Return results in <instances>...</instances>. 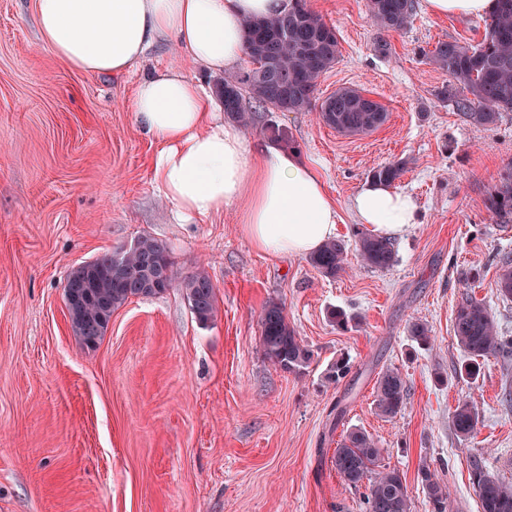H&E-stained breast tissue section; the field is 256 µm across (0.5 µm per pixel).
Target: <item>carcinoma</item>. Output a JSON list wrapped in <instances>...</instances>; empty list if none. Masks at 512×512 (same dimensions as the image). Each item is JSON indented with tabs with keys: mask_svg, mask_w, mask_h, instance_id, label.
I'll return each instance as SVG.
<instances>
[{
	"mask_svg": "<svg viewBox=\"0 0 512 512\" xmlns=\"http://www.w3.org/2000/svg\"><path fill=\"white\" fill-rule=\"evenodd\" d=\"M369 15L381 31L405 27L414 14V0H368ZM246 56L252 67L228 75L224 85L225 118L245 128L251 115L243 104L249 94L262 105L280 112L318 109V118L341 133L368 134L386 119L381 104L356 89L343 88L316 105L319 78L339 56L336 30L312 11L307 0H288V9L269 18L245 24ZM426 58L448 74L449 83L439 95L475 125H492L503 111H512V0H498L486 23L485 35L476 45L440 41ZM406 162L379 165L370 171L373 180L392 186L405 172ZM488 210L501 223L512 221V167L501 174L491 191ZM355 248L363 263L386 269L396 258L391 239L368 232L356 234ZM347 243L332 240L309 257V263L325 277L345 272ZM499 294L512 299V257L499 261L495 282ZM180 288L195 318L207 324L218 311L215 287L202 272L177 280L166 249L155 239L142 236L129 251L122 248L95 258V271L87 278L70 273L64 286L75 335L82 345L96 346L105 335L112 313L133 297L163 294ZM261 347L265 358L283 371L294 372L310 361V351L289 324L282 304L269 303L261 318ZM454 335L468 355L469 376L480 358L512 354V339L500 335L486 305L465 296L457 304ZM408 391L407 380L397 370H386L376 381L375 409L384 418L396 416ZM456 434L473 436L479 424L474 407L460 401L451 412ZM381 449L364 431H348L333 457L337 474L349 488L367 483L366 512H411L403 477L396 470L378 471ZM472 483L481 501V512H512V486L491 476L483 458L470 457ZM421 481L432 512H448V492L430 469Z\"/></svg>",
	"mask_w": 512,
	"mask_h": 512,
	"instance_id": "obj_1",
	"label": "carcinoma"
}]
</instances>
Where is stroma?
Masks as SVG:
<instances>
[{
	"instance_id": "35a3bbf8",
	"label": "stroma",
	"mask_w": 512,
	"mask_h": 512,
	"mask_svg": "<svg viewBox=\"0 0 512 512\" xmlns=\"http://www.w3.org/2000/svg\"><path fill=\"white\" fill-rule=\"evenodd\" d=\"M336 28L340 55L317 99L353 88L379 102L385 122L346 135L315 112L259 110L246 130L286 128L335 199L346 273L322 276L307 258L259 251L235 209L175 223L152 183L155 144L137 124L142 76L182 68L208 88L220 74L152 45L124 76L76 72L42 43L33 0H0V512H363L360 492L333 465L337 443L366 431L381 468L405 480L411 512H431L422 469L447 487L448 512H480L469 459L512 485V357L480 359L479 373L453 333L464 294L482 300L512 337V300L495 288L496 260L512 253V223L499 224L487 197L512 164V112L469 124L437 91L448 82L426 52L439 41L479 43L483 18H440L416 7L410 24L379 32L367 0H308ZM385 51H378V41ZM405 161L396 190L418 221L394 237L388 269L353 249L351 197L379 165ZM167 250L178 278L205 272L218 312L200 324L181 289L135 297L114 311L95 349L75 337L65 305L68 274L142 236ZM282 303L311 353L286 372L261 349V317ZM352 317L337 329L329 313ZM426 324L429 344L412 323ZM349 361L334 382L330 368ZM406 376L402 410L374 405L379 374ZM467 400L473 437L456 435L451 412Z\"/></svg>"
}]
</instances>
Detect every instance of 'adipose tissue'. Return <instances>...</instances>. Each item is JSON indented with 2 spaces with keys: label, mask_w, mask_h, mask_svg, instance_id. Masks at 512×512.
Returning <instances> with one entry per match:
<instances>
[{
  "label": "adipose tissue",
  "mask_w": 512,
  "mask_h": 512,
  "mask_svg": "<svg viewBox=\"0 0 512 512\" xmlns=\"http://www.w3.org/2000/svg\"><path fill=\"white\" fill-rule=\"evenodd\" d=\"M287 7L288 0H34L41 40L56 58L77 71L112 75L130 72L159 41L202 68L232 73L245 56L244 21ZM133 112L159 145L153 181L177 220L236 207L246 236L275 257L306 256L335 237L339 212L314 168L292 151L248 147L195 79L174 68L143 76ZM350 209L385 236L416 221L410 195L373 180Z\"/></svg>",
  "instance_id": "ef3b65f1"
}]
</instances>
